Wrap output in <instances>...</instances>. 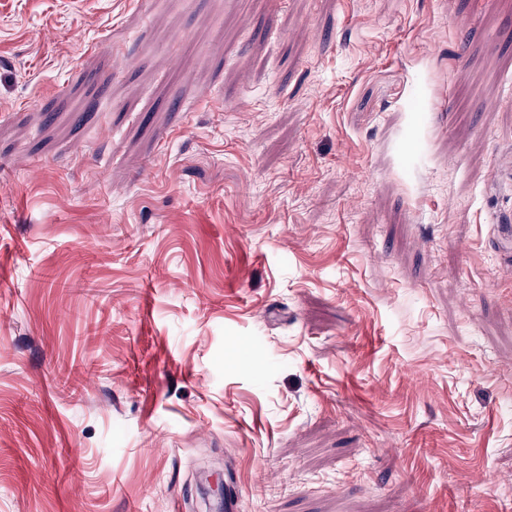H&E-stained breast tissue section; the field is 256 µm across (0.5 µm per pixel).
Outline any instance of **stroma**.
I'll return each mask as SVG.
<instances>
[{
  "mask_svg": "<svg viewBox=\"0 0 512 512\" xmlns=\"http://www.w3.org/2000/svg\"><path fill=\"white\" fill-rule=\"evenodd\" d=\"M512 512V0H0V512Z\"/></svg>",
  "mask_w": 512,
  "mask_h": 512,
  "instance_id": "stroma-1",
  "label": "stroma"
}]
</instances>
